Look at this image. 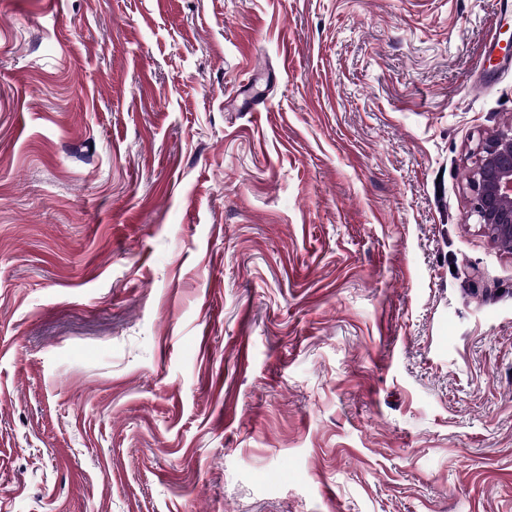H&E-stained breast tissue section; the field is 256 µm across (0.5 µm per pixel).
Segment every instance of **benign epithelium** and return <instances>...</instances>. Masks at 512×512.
I'll return each mask as SVG.
<instances>
[{"mask_svg":"<svg viewBox=\"0 0 512 512\" xmlns=\"http://www.w3.org/2000/svg\"><path fill=\"white\" fill-rule=\"evenodd\" d=\"M468 186L469 216L492 242L512 251V128L482 142Z\"/></svg>","mask_w":512,"mask_h":512,"instance_id":"benign-epithelium-1","label":"benign epithelium"}]
</instances>
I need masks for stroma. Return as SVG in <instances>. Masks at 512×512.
<instances>
[{
    "label": "stroma",
    "instance_id": "obj_1",
    "mask_svg": "<svg viewBox=\"0 0 512 512\" xmlns=\"http://www.w3.org/2000/svg\"><path fill=\"white\" fill-rule=\"evenodd\" d=\"M511 37L0 0V512H512V252L467 217Z\"/></svg>",
    "mask_w": 512,
    "mask_h": 512
}]
</instances>
